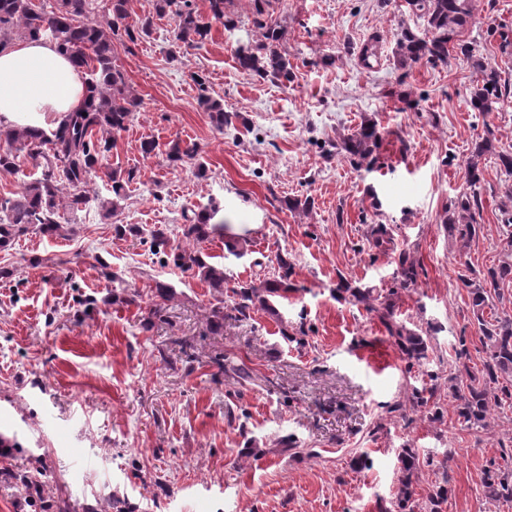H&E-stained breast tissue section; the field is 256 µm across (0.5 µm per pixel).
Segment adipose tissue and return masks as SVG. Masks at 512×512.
Returning a JSON list of instances; mask_svg holds the SVG:
<instances>
[{
    "instance_id": "obj_1",
    "label": "adipose tissue",
    "mask_w": 512,
    "mask_h": 512,
    "mask_svg": "<svg viewBox=\"0 0 512 512\" xmlns=\"http://www.w3.org/2000/svg\"><path fill=\"white\" fill-rule=\"evenodd\" d=\"M87 79L45 36L0 47V119L14 128L59 127L80 111Z\"/></svg>"
}]
</instances>
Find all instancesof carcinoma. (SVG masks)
Returning <instances> with one entry per match:
<instances>
[{
	"label": "carcinoma",
	"instance_id": "obj_1",
	"mask_svg": "<svg viewBox=\"0 0 512 512\" xmlns=\"http://www.w3.org/2000/svg\"><path fill=\"white\" fill-rule=\"evenodd\" d=\"M474 0H406L408 9L427 22L431 37L422 38L410 29L403 30L396 44L395 54L401 65L416 63L423 57L444 61L448 48L460 50L473 60V67L481 74V81L471 91L470 105L479 112H491L499 100L512 94V87L501 82L496 70L481 59L474 58L473 43L460 39L472 16ZM156 16L172 15L174 29L168 55L175 59L184 50L199 47L210 32V25L203 22L193 8L192 0H154ZM127 0H42L36 6L32 0H0V46L18 38L45 34L57 44L75 66L88 72L89 101L84 112H72L65 122L48 135L39 129H14L0 123V138H5L7 148L0 151V170L17 169L18 153L37 162L40 177L23 184L17 196L0 198V247L4 248L15 237L30 232L56 233L61 230L59 207L56 202L59 185L73 188L66 206L72 212L85 208L86 189L91 173L101 171L112 183V192L121 198V174L109 168L112 139L94 137V130L110 133L127 127L141 99L129 86L124 72L113 62L114 42H136L138 36L151 31L152 18L146 17L132 25L127 22ZM265 42L257 48L242 45L236 51L239 66L262 76L271 75L289 79L291 72L286 55L279 46L284 30L277 24H260ZM378 134L374 126L365 125L345 139L339 150L351 156L364 157L372 152ZM197 155L196 146L182 147L181 141L168 144L167 159L173 164L191 160ZM477 194L461 200L457 210L448 212L445 227L462 239L477 234ZM212 209L204 208L194 216H184L182 235L196 243L207 240L216 231L208 223ZM167 257L182 268L194 269L216 293L224 294V271L206 261L199 251H187L177 245ZM399 287L415 285L414 265L406 264L399 257ZM469 288L471 307L481 333L480 342L485 353L482 369L475 373L465 368L466 379L451 377L454 384L448 387L449 395L456 402L458 420L469 428H487L486 419L492 407L502 400H512V314L496 315L494 322L484 319V308L496 300L504 299L505 288L512 287V232L506 237L503 258L475 279L464 277ZM288 274L280 279H266L258 284H248L233 290L238 297L231 311L232 319L250 318L256 307L274 310L273 298H283L288 293ZM351 295L366 310L378 314L388 335L395 338L407 359L420 363L428 358L426 341L416 331L393 320L391 306L378 309L370 303V292L351 290ZM402 477L399 479L397 507L405 510L412 497V474L418 463L417 450L406 446L399 453ZM484 487L489 498L512 502V468L489 469L485 473Z\"/></svg>",
	"mask_w": 512,
	"mask_h": 512
}]
</instances>
